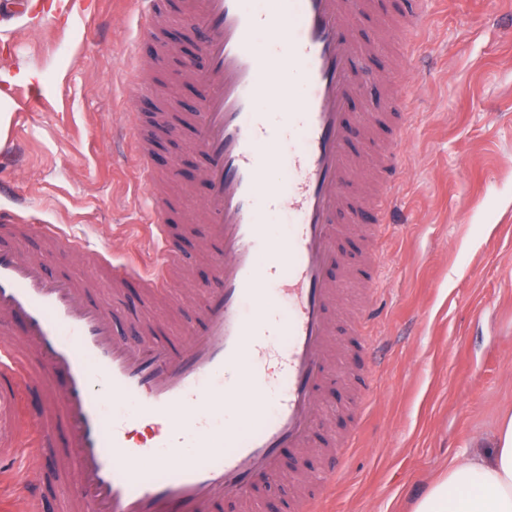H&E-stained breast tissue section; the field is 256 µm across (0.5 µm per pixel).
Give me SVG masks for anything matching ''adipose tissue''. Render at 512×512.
<instances>
[{
	"label": "adipose tissue",
	"instance_id": "obj_1",
	"mask_svg": "<svg viewBox=\"0 0 512 512\" xmlns=\"http://www.w3.org/2000/svg\"><path fill=\"white\" fill-rule=\"evenodd\" d=\"M413 512H512V417L500 425L492 456L449 460Z\"/></svg>",
	"mask_w": 512,
	"mask_h": 512
}]
</instances>
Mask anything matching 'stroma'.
Segmentation results:
<instances>
[{
    "label": "stroma",
    "mask_w": 512,
    "mask_h": 512,
    "mask_svg": "<svg viewBox=\"0 0 512 512\" xmlns=\"http://www.w3.org/2000/svg\"><path fill=\"white\" fill-rule=\"evenodd\" d=\"M45 27L26 12L0 31V89L16 97L21 69L41 71L40 107L13 135L15 164L0 207L25 202L33 224H57L93 247L131 242L149 264L143 173L114 128L126 120L118 73L137 32L136 0H85ZM512 0H429L415 75L414 128L398 190L408 223L390 229L378 318L389 345L380 397L357 417L352 371L335 374L321 427L359 428L344 481L321 512H411L453 456L490 452L512 416ZM166 188L182 209L200 203L198 157L161 136ZM201 225L185 227L184 275L165 294L122 291L120 326L164 322L188 340L211 275Z\"/></svg>",
    "instance_id": "stroma-1"
}]
</instances>
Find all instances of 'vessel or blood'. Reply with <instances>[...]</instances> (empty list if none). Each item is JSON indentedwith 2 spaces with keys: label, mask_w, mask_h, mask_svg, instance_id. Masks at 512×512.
Wrapping results in <instances>:
<instances>
[{
  "label": "vessel or blood",
  "mask_w": 512,
  "mask_h": 512,
  "mask_svg": "<svg viewBox=\"0 0 512 512\" xmlns=\"http://www.w3.org/2000/svg\"><path fill=\"white\" fill-rule=\"evenodd\" d=\"M137 2L139 31L155 54L170 53L172 24L196 37L197 58L180 78L197 101L157 112L156 121L159 132L184 134L203 158L198 218L212 277L188 344L150 328L123 336L97 279L105 271L121 287L130 264L56 225L0 214V512H47L53 500L80 512L257 504L267 480L284 475V450L312 446L334 363L330 311L349 282L363 292L348 347L368 380L357 396L368 404L376 394L382 340L369 327L383 286L382 234L404 221L396 184L412 131L411 93L404 84L373 111L354 115L350 107L371 95L378 75L369 63L390 42L417 64L427 0L381 17L374 0H264L258 12L244 0ZM372 17L378 35L356 37L358 23ZM268 99L279 104L273 121L260 107ZM120 136L148 186L154 261L141 282L164 292L183 264L171 227L189 216L156 188L153 140L130 126ZM280 169L288 173L282 190L271 184ZM274 213L288 216L279 239L268 234ZM33 235L44 250L27 249ZM352 236L359 253L349 262L337 244ZM70 253L81 255L84 278L52 268ZM222 399L239 405L252 431L225 427ZM111 400L132 408L108 413ZM144 421L157 429L148 444L132 447L131 432ZM215 439L223 453H212ZM352 445L348 435L324 449L292 512H319L323 491L344 477ZM50 450L58 456L54 473L31 475Z\"/></svg>",
  "instance_id": "obj_1"
}]
</instances>
